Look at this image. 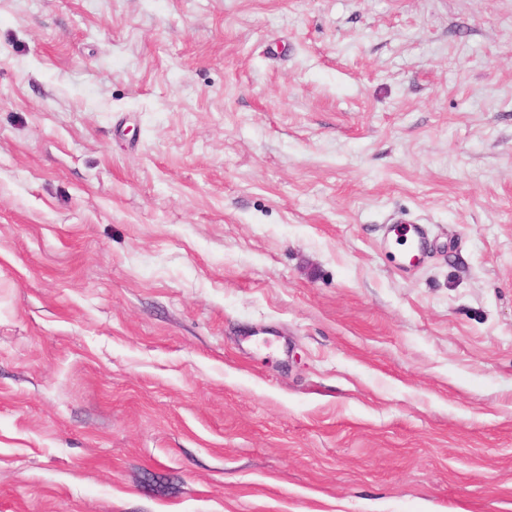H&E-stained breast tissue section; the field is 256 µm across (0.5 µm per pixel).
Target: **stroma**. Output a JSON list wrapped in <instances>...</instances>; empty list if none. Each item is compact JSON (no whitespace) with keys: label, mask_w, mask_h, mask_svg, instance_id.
Segmentation results:
<instances>
[{"label":"stroma","mask_w":512,"mask_h":512,"mask_svg":"<svg viewBox=\"0 0 512 512\" xmlns=\"http://www.w3.org/2000/svg\"><path fill=\"white\" fill-rule=\"evenodd\" d=\"M0 512H512V0H0ZM399 224L391 227V237L388 241H394L399 246L398 250L401 261L411 266L423 254L425 237L420 225L410 222H401Z\"/></svg>","instance_id":"1"}]
</instances>
